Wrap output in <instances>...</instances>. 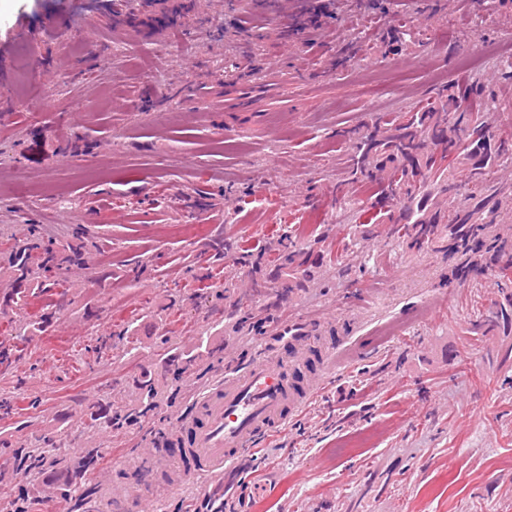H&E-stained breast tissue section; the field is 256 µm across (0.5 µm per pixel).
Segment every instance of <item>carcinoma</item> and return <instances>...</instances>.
I'll return each mask as SVG.
<instances>
[{"mask_svg":"<svg viewBox=\"0 0 512 512\" xmlns=\"http://www.w3.org/2000/svg\"><path fill=\"white\" fill-rule=\"evenodd\" d=\"M193 4L177 0L165 12L144 23L146 27L177 25L190 19ZM328 16L323 5H311L296 16L290 35L297 36ZM502 104L491 90L475 82L457 84L452 92L419 104L409 112L387 115L354 142L351 182L361 183L368 196L360 211L370 221L386 226L388 237L419 251L442 232H448V255L460 256L448 283L462 279L483 261V272L498 288L500 300L488 311L484 325L512 333V233L501 230L496 216L512 210V191L501 181L512 167V133L494 130L489 115ZM8 269L24 284L18 300L34 297L44 288H63L55 250L39 239L16 241L6 252ZM271 262L280 273L279 287L291 293L309 276L308 257L296 237H280ZM143 409L155 406L156 380L143 374L132 381ZM93 425L110 428L130 424L133 414L120 410L108 414L92 411ZM29 471L41 469L47 457L32 449L18 456ZM87 462L73 458L56 471L54 488L63 498L79 492L78 479Z\"/></svg>","mask_w":512,"mask_h":512,"instance_id":"1","label":"carcinoma"}]
</instances>
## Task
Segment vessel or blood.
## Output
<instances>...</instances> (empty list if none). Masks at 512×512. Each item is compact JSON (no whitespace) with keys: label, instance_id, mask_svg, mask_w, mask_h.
<instances>
[{"label":"vessel or blood","instance_id":"obj_1","mask_svg":"<svg viewBox=\"0 0 512 512\" xmlns=\"http://www.w3.org/2000/svg\"><path fill=\"white\" fill-rule=\"evenodd\" d=\"M320 331V326L297 321L264 338L256 359L225 368L223 377L203 389L190 408L171 415L160 441L139 449L153 473L141 493L118 483L126 466L120 456L98 473L101 491L117 502L119 512H143L146 504L178 495L186 482L200 476L213 487L222 486L226 472L255 447L269 444L334 371L336 362L328 358L322 373L307 376L304 384L294 378L309 361Z\"/></svg>","mask_w":512,"mask_h":512}]
</instances>
